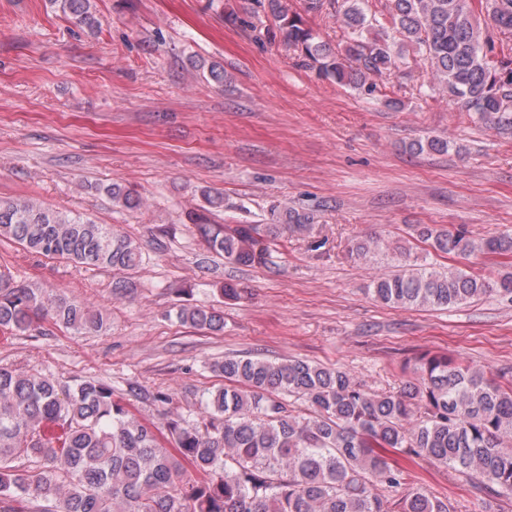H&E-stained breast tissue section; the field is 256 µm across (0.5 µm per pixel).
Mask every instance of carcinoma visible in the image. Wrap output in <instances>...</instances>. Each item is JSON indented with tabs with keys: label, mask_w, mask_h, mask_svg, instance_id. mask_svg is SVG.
Returning <instances> with one entry per match:
<instances>
[{
	"label": "carcinoma",
	"mask_w": 512,
	"mask_h": 512,
	"mask_svg": "<svg viewBox=\"0 0 512 512\" xmlns=\"http://www.w3.org/2000/svg\"><path fill=\"white\" fill-rule=\"evenodd\" d=\"M364 0H344L340 22L353 35L341 57L285 0H243L230 22L273 18L267 30L319 77L371 95L405 49L425 55L431 83L485 126L512 133V0H387L390 26L367 15ZM70 22L96 33L93 0H47ZM486 13L499 38L485 33ZM432 136L409 149L446 154ZM114 205L137 210L139 194L104 188ZM274 223L196 224L230 263H274L271 242L284 232L308 237L312 218L273 209ZM418 239L463 259L512 252L511 237L475 238L420 224ZM51 260L121 275L141 260L136 240L80 214L35 201L0 199V240ZM374 237L351 254L371 261ZM369 293L406 309L452 308L493 292L512 296V270L491 283L460 267L414 268L374 280ZM181 322L224 330L215 309L184 307ZM49 321L100 335L108 317L52 289L0 270V331L26 333ZM224 386L202 396L197 417L177 415L158 428L114 398L102 380L47 376L0 364V512H450L448 499L408 482L401 452L450 470L485 493L480 512L512 498V382L438 351L413 357L420 382L370 392L345 371L304 361L228 356L210 365ZM308 404L288 409L287 397Z\"/></svg>",
	"instance_id": "1"
}]
</instances>
